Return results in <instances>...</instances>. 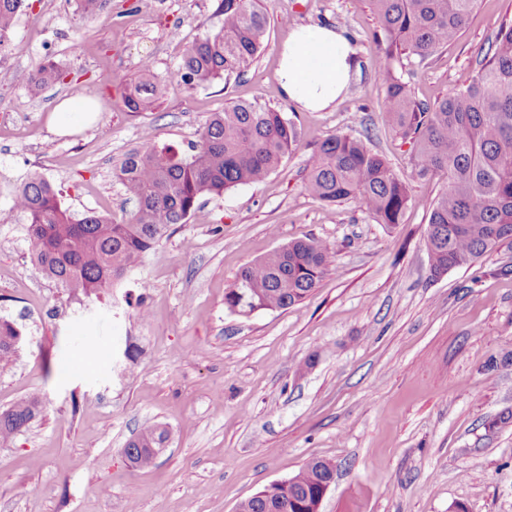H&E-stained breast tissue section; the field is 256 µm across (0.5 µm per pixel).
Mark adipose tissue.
Listing matches in <instances>:
<instances>
[{
  "label": "adipose tissue",
  "instance_id": "ef3b65f1",
  "mask_svg": "<svg viewBox=\"0 0 512 512\" xmlns=\"http://www.w3.org/2000/svg\"><path fill=\"white\" fill-rule=\"evenodd\" d=\"M356 67L355 51L344 32L294 26L282 45L280 85L301 108L319 112L347 90Z\"/></svg>",
  "mask_w": 512,
  "mask_h": 512
}]
</instances>
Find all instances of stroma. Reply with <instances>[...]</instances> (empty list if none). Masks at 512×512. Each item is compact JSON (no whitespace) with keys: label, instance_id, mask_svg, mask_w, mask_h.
<instances>
[{"label":"stroma","instance_id":"stroma-1","mask_svg":"<svg viewBox=\"0 0 512 512\" xmlns=\"http://www.w3.org/2000/svg\"><path fill=\"white\" fill-rule=\"evenodd\" d=\"M0 49V210L32 172L65 208L117 217L134 205L112 179L133 146L185 144L237 100L284 112L300 131L264 182L201 199L187 223L100 297H72L31 263L19 225L0 224V318L24 343L0 370V408L40 394L41 414L0 443V512H237L312 459L334 464L320 512H512V244L432 276L424 238L444 181L418 180L408 147L381 121L374 67L383 51L370 0H261L270 26L257 58L226 82L178 87L184 42L218 28L221 0H27ZM293 23L344 31L359 70L346 93L306 112L281 90ZM512 0H478L458 38L396 67L418 99L468 82ZM171 84L154 109L120 105L143 58ZM47 58L66 81L31 99L24 75ZM79 83L94 123L60 136L49 118ZM345 132L383 153L410 187L402 222L377 224L354 200L303 186L307 161ZM335 252L336 274L285 310L242 317L224 306L238 271L288 242ZM151 313L141 321L140 309ZM169 442L152 468L122 450L142 428Z\"/></svg>","mask_w":512,"mask_h":512}]
</instances>
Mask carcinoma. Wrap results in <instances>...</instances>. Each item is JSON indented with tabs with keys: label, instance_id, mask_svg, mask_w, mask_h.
<instances>
[{
	"label": "carcinoma",
	"instance_id": "cac0c4a2",
	"mask_svg": "<svg viewBox=\"0 0 512 512\" xmlns=\"http://www.w3.org/2000/svg\"><path fill=\"white\" fill-rule=\"evenodd\" d=\"M477 0H371L376 35L385 43L374 74L383 92L384 121L409 145L416 176L445 178L429 216L425 246L435 277L469 264L505 241L512 242V22L503 21L477 75L454 94L432 103L418 100L395 69L403 55L424 61L456 39ZM24 0H0V50L12 33ZM224 21L184 44L180 81L206 87L246 68L262 48L267 17L258 0H224ZM60 62L47 59L30 75L27 94L38 98L63 79ZM168 90L153 65L143 63L122 88L127 112H145ZM297 126L273 107L238 101L210 114L197 141L185 148L143 144L125 153L112 177L135 203L129 217L89 212L75 217L58 200L51 182L31 174L10 193L11 222L22 224L35 267L70 295L104 293L138 268L144 255L185 224L205 195L220 197L242 184L264 181L291 153ZM304 189L326 203L358 201L378 224H401L409 187L385 157L347 133L327 137L313 151ZM337 271L332 249L315 240L292 241L239 271L224 305L246 315L256 309L286 310L309 297ZM20 331L0 320V367L17 356ZM38 395L0 410V442L11 440L41 413ZM168 432L147 427L132 437L139 467L154 461ZM327 471L311 460L280 489L288 502L305 503L321 493ZM274 500L254 496L239 512H272Z\"/></svg>",
	"mask_w": 512,
	"mask_h": 512
}]
</instances>
